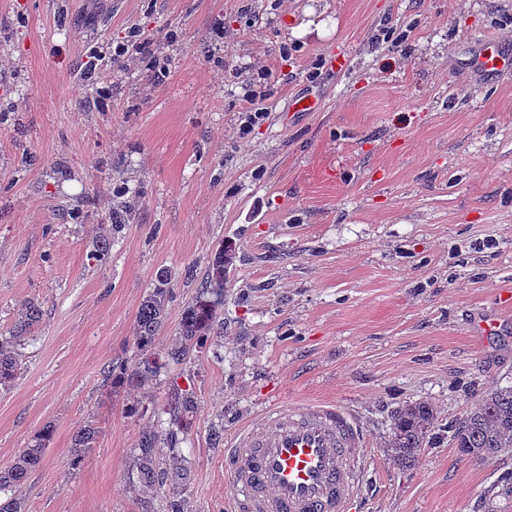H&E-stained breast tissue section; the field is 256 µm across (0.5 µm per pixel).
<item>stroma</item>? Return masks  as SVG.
Instances as JSON below:
<instances>
[{
    "label": "stroma",
    "mask_w": 512,
    "mask_h": 512,
    "mask_svg": "<svg viewBox=\"0 0 512 512\" xmlns=\"http://www.w3.org/2000/svg\"><path fill=\"white\" fill-rule=\"evenodd\" d=\"M133 27L165 76L142 60L88 78L90 49ZM488 38L512 53V0H0V334L42 310L0 385V469L53 431L16 490L26 512H165L135 449L168 429L175 385L197 410L155 455L185 459L187 512L231 499L214 431L328 400L367 434L356 512H512V454L475 463L448 433L512 384V74L473 69ZM250 89L269 116L242 139ZM301 98L316 108L290 111ZM223 244V335L112 386L159 272L161 353ZM487 314L496 330L476 335ZM420 400L440 427L402 468L385 442Z\"/></svg>",
    "instance_id": "stroma-1"
}]
</instances>
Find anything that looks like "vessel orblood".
I'll list each match as a JSON object with an SVG mask.
<instances>
[{
  "label": "vessel or blood",
  "instance_id": "1",
  "mask_svg": "<svg viewBox=\"0 0 512 512\" xmlns=\"http://www.w3.org/2000/svg\"><path fill=\"white\" fill-rule=\"evenodd\" d=\"M474 69L512 71V55L487 40ZM367 438L333 402L274 406L224 444L230 512H351L364 478Z\"/></svg>",
  "mask_w": 512,
  "mask_h": 512
}]
</instances>
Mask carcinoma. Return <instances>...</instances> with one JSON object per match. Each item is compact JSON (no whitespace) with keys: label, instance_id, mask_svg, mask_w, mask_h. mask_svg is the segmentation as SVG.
<instances>
[{"label":"carcinoma","instance_id":"carcinoma-1","mask_svg":"<svg viewBox=\"0 0 512 512\" xmlns=\"http://www.w3.org/2000/svg\"><path fill=\"white\" fill-rule=\"evenodd\" d=\"M235 253L228 246H220L214 254L201 284L197 299L187 305L182 313L179 335L159 357L153 351V343L166 316L170 290L168 271L158 277V286L140 305L136 323V342L140 360L132 366H119L118 382L139 386L156 376L161 361L182 364L193 349L209 336L223 335L224 324L219 316L224 306V275L233 265ZM41 309L28 303L8 336H0V384L13 380L19 367V350L41 320ZM197 409L192 392L174 386L169 392L165 413L177 430L168 434L170 441L187 433L191 417ZM439 425V412L428 401H412L402 405L392 416V431L386 442L387 454L398 465L410 464L420 457L430 443ZM97 438V428L86 424L78 428L73 439L78 454L91 447ZM160 435L154 430L142 432L138 442L137 477L146 488L161 486L168 479L187 482L189 470L177 466L171 470L162 468L155 461L154 449ZM458 453L477 463H487L512 453V386L495 388L481 398L475 409L468 412L454 426L451 434ZM51 440V430L46 428L37 434L31 444L23 449L11 466L0 470V512H24V502L15 496V489L41 464Z\"/></svg>","mask_w":512,"mask_h":512}]
</instances>
